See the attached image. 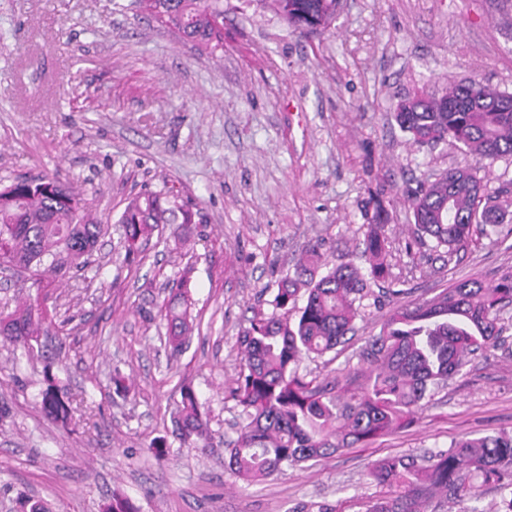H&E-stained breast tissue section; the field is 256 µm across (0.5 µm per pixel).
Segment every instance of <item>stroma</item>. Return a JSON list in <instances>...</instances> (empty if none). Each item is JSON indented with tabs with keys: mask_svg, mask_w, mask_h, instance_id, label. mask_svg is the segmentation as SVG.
Instances as JSON below:
<instances>
[{
	"mask_svg": "<svg viewBox=\"0 0 512 512\" xmlns=\"http://www.w3.org/2000/svg\"><path fill=\"white\" fill-rule=\"evenodd\" d=\"M451 79L512 93V0H342L318 34L256 0H224V47L212 55L135 0H0V178L54 174L110 226L87 280L47 302L65 337L31 351L0 340V512L27 500L106 512L116 494L139 512H364L380 492L367 479L375 461L512 431L511 308L504 344L440 386L411 427L253 484L224 466L238 336L255 311L271 312L309 244L362 265L371 198L388 212L393 294L304 370L359 368L389 309L512 272V235L450 255L414 233L408 189L476 161L450 144L416 148L391 113ZM168 190L196 214L184 247L157 233L126 256L117 219L128 197ZM185 270L195 328L175 355L159 308ZM50 376L74 408L69 425L41 408ZM186 385L207 410L209 448L175 435ZM505 497L483 485L426 510L501 512Z\"/></svg>",
	"mask_w": 512,
	"mask_h": 512,
	"instance_id": "obj_1",
	"label": "stroma"
}]
</instances>
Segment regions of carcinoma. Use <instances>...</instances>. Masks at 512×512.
<instances>
[{
  "label": "carcinoma",
  "instance_id": "obj_1",
  "mask_svg": "<svg viewBox=\"0 0 512 512\" xmlns=\"http://www.w3.org/2000/svg\"><path fill=\"white\" fill-rule=\"evenodd\" d=\"M289 25L309 32L327 28L336 18L339 0H260ZM163 26L176 29L202 53L222 44L224 0H138ZM400 100L393 118L420 148L448 142L463 147L490 167L512 156V94L482 83H448L440 92L420 90ZM484 185L470 170L455 168L408 192L417 237L429 238L452 255L466 250L488 230L501 231L505 211L482 204ZM388 215L373 202L362 257L366 267L329 265L315 244L305 250L294 271L278 281L271 314L257 313L238 338L240 371L234 399L242 423L236 439L225 444L227 468L244 483L273 476L283 465L318 461L345 448L404 429L416 411L428 405L439 385L458 375L469 359L504 343L501 314L512 306V272L494 284L468 278L429 302L389 311L378 335L358 352L367 365L344 369L328 380L301 372L304 360L324 357L355 330L358 301L380 306L387 293L370 284L391 278ZM124 227L126 253L139 252L161 224L194 223V213L161 193L129 199L118 220ZM108 225L92 216L83 192L43 175L0 178V269L24 271L38 289L56 288L70 272L90 265L98 240ZM161 307L167 342L182 351L193 329L187 275ZM306 296L298 308L299 295ZM59 334L52 311L37 299L17 302L0 312V337L25 348L42 335ZM42 409L67 424L71 407L54 389L42 398ZM180 439L196 448L210 447L203 405L189 386L183 387L173 417ZM371 482L387 488L366 512H421L422 488L432 487L449 499L473 495L475 482L512 494V432L453 442L422 465L414 457H388L368 471Z\"/></svg>",
  "mask_w": 512,
  "mask_h": 512
}]
</instances>
